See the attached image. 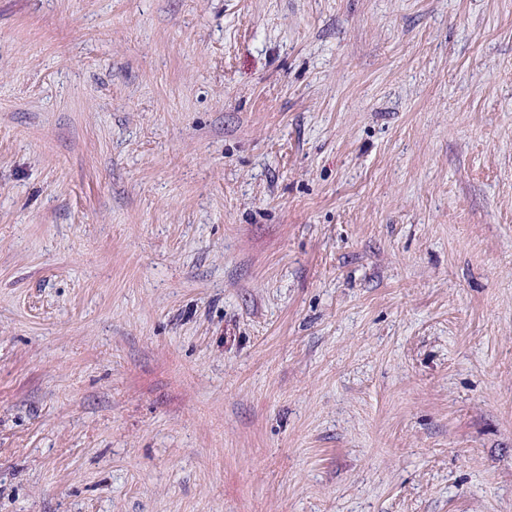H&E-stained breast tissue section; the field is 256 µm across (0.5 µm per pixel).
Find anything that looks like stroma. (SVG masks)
Here are the masks:
<instances>
[{
  "label": "stroma",
  "mask_w": 512,
  "mask_h": 512,
  "mask_svg": "<svg viewBox=\"0 0 512 512\" xmlns=\"http://www.w3.org/2000/svg\"><path fill=\"white\" fill-rule=\"evenodd\" d=\"M0 512H512V0H0Z\"/></svg>",
  "instance_id": "35a3bbf8"
}]
</instances>
